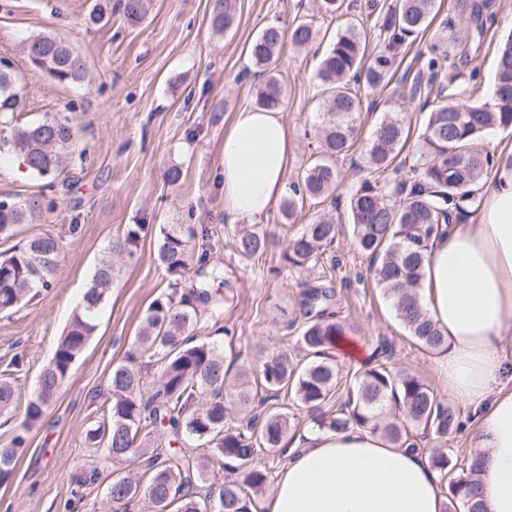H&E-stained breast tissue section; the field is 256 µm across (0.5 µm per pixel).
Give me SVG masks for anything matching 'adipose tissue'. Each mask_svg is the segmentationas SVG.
I'll return each mask as SVG.
<instances>
[{"label":"adipose tissue","mask_w":512,"mask_h":512,"mask_svg":"<svg viewBox=\"0 0 512 512\" xmlns=\"http://www.w3.org/2000/svg\"><path fill=\"white\" fill-rule=\"evenodd\" d=\"M290 155L281 113L236 112L224 134L220 180L231 217L270 210L286 187ZM421 300L443 336L435 365L446 392L479 416L474 445L485 512H512V373L503 340L512 330V166L499 168L476 218L434 239ZM262 512H442L446 496L426 456L394 447L370 429L304 434Z\"/></svg>","instance_id":"ef3b65f1"}]
</instances>
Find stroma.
Wrapping results in <instances>:
<instances>
[{"label": "stroma", "instance_id": "stroma-1", "mask_svg": "<svg viewBox=\"0 0 512 512\" xmlns=\"http://www.w3.org/2000/svg\"><path fill=\"white\" fill-rule=\"evenodd\" d=\"M345 2V10L329 14L321 0H236L235 23L218 37L209 29L213 0H151L146 19L135 26L118 12L106 25H85L93 0H0V56L12 58L27 80L29 106L23 120L65 113L86 150L85 161L70 166L68 196L42 223L24 227L29 235L50 231L60 236L62 259L54 287L18 311L0 314V370L13 356L22 357L23 367L15 375L21 400L30 398L99 258L125 225L189 222L209 227L213 257L223 262L224 276L232 283L221 316L203 317L196 335L231 346L245 362L263 346L291 349L295 363L304 364L303 353L295 349L302 325L299 302L306 286L324 285L334 291L338 317L357 326L359 347L386 348L390 368L441 390L433 352L418 346L398 323L368 272V258L352 245L349 199L364 181L379 178L364 143L337 160L340 186L333 199L306 203L288 219L277 204L256 216L232 219L224 212L219 185L224 130L235 112L253 106L260 82L249 58L251 42L264 27H285L298 16L312 21L329 41L348 19L379 14L392 0ZM489 2L496 24L483 35L474 21L456 13L452 0L436 2L439 19L468 31L467 49L486 94L493 87L499 45L512 35V0ZM38 33L70 42L86 63L89 82L66 85L29 73L21 47ZM438 37L434 25L409 38L395 82L362 89L364 128L391 109L403 114L411 135H418L424 112L420 101L408 97L412 74L407 66ZM318 62L313 53L288 47L274 63L287 90L281 112L292 145L291 181L308 163L319 122ZM175 167L183 177L172 186L167 174ZM55 194L46 180L28 174L14 159H0V198ZM323 211L340 228L328 258L302 272L272 275L281 264L282 242ZM255 225L280 240L259 262L241 257L236 249L239 232ZM155 251V237L147 236L138 260L122 267L95 336L41 425L28 434L12 481L0 485V512H71V477L91 469L97 478L82 488L78 512H102L112 469L101 464L99 450L89 447L86 431L100 415L113 364L128 350L149 303L168 290Z\"/></svg>", "mask_w": 512, "mask_h": 512}]
</instances>
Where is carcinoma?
<instances>
[{
    "label": "carcinoma",
    "instance_id": "obj_1",
    "mask_svg": "<svg viewBox=\"0 0 512 512\" xmlns=\"http://www.w3.org/2000/svg\"><path fill=\"white\" fill-rule=\"evenodd\" d=\"M436 0H397L373 27L383 38V49L368 59L371 31L367 22L349 23L319 62L317 78L323 87L320 122L314 131L312 154L304 173L289 184L282 202L284 216H292L306 201L318 204L339 187L336 158L347 154L359 138L362 102L360 87L376 88L392 82L396 59L413 35L428 29L437 17ZM456 9L473 16L479 31L493 26L495 17H482L477 0H455ZM108 2L96 4L85 23L105 22ZM149 0H118V11L127 22L145 19ZM235 0H213L209 26L222 34L235 19ZM442 36L429 55L417 59L410 85L415 99L422 91L441 95L462 75L448 64V47L466 51L462 32ZM318 40L310 22L298 20L283 28L265 27L254 40L250 56L263 80L255 103L266 110L282 105L286 89L272 68L285 43L309 49ZM32 67L59 83L81 84L87 80L83 58L67 42L38 34L26 40ZM477 69L468 75L467 96L451 99L427 113L412 163L403 156L410 128L400 112H386L367 139L369 163L377 173L391 172L396 179L384 184L365 182L349 202L352 244L370 260V274L389 302L396 320L421 347L436 351L446 340L420 302L421 280L432 240L444 224L467 220L469 206L478 198L492 170L495 156L478 148L493 129L512 128V35L500 45L491 99L480 96ZM24 86L12 61L0 58V156L15 157L38 178H54L64 172L76 152L78 134L69 118L57 113L40 121L26 122ZM409 167L408 175L401 170ZM55 201L41 196L25 200L0 199V240L21 233L34 224ZM153 229L150 224H130L112 239L108 256L100 260L87 284L82 302L55 344L51 358L42 366L34 395L27 401L20 433L12 447L0 448V484L16 469L19 449L27 433L42 421L45 407L57 395L76 360L98 328L100 311L116 284L118 261L136 256L139 240ZM339 227L320 214L288 241L282 255L290 270L317 262L336 243ZM272 240L254 226L237 238V250L246 259L260 260ZM211 232L204 224L159 226L157 262L168 277L169 291L148 306L134 339L122 360L108 375V395L101 414L88 430V438L102 449L112 464V481L105 500L109 512H254L259 498L271 483L268 468L256 464L263 452L276 454L291 430L288 412L278 409L280 394L293 392L306 409L312 427L336 432L351 425L379 431L393 445L416 450L417 436L409 427L422 428L435 438L447 440L462 426L456 407L447 403L420 377L394 371L375 354L354 380L341 385L339 370L328 357L336 343L355 334L354 327L329 311L330 291L310 288L302 303L306 322L297 344L310 358L302 368L288 359V351L268 354L257 364L227 358L223 346L199 339L195 327L204 314L218 317L224 310L229 287L224 266L212 257ZM62 246L59 236L39 233L0 252V313L21 308L34 290L53 287ZM190 287L183 288V281ZM159 366L148 383L149 364ZM23 359L15 356L0 371V416L12 418L19 404L14 373ZM345 395L337 406L330 402L339 388ZM404 414L400 420L392 411ZM234 418L228 422V418ZM164 428L204 449L191 457L172 448L155 445L152 434ZM143 469L133 477L125 469ZM431 464L441 480L448 481L451 507L481 512L478 473L480 454L463 465L446 448L435 449ZM218 468L240 472L243 479L226 480L218 491L206 488L207 474Z\"/></svg>",
    "mask_w": 512,
    "mask_h": 512
}]
</instances>
